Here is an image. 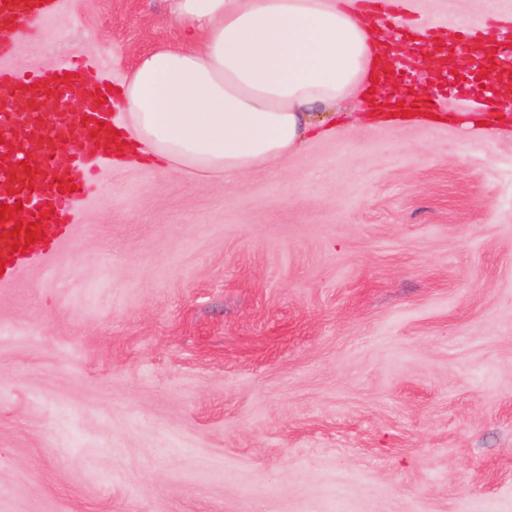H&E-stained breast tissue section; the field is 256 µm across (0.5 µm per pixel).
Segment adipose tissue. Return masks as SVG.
<instances>
[{"mask_svg":"<svg viewBox=\"0 0 512 512\" xmlns=\"http://www.w3.org/2000/svg\"><path fill=\"white\" fill-rule=\"evenodd\" d=\"M346 0H168L190 43L142 55L125 131L153 160L233 183L276 169L314 112L362 92L380 41Z\"/></svg>","mask_w":512,"mask_h":512,"instance_id":"ef3b65f1","label":"adipose tissue"}]
</instances>
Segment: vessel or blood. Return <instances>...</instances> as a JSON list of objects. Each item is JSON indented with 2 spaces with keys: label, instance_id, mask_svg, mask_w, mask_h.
Instances as JSON below:
<instances>
[{
  "label": "vessel or blood",
  "instance_id": "vessel-or-blood-1",
  "mask_svg": "<svg viewBox=\"0 0 512 512\" xmlns=\"http://www.w3.org/2000/svg\"><path fill=\"white\" fill-rule=\"evenodd\" d=\"M60 0H0V90L12 98L33 103L20 113L0 104V152L14 162L0 166V203L24 208L33 234L17 230V218L0 220V285L13 280L17 270L51 255L74 232L73 211L95 174L97 160L120 156L123 140L115 132L110 111L114 91L95 67L81 57L63 67L21 72L8 66L15 43L53 16ZM483 23H472L455 41V48L476 54L493 49L495 68L481 86L463 83L446 74L441 89L422 102L427 112L443 109L448 100L469 101L483 112L493 89L512 79V26L484 33ZM82 95L92 104L88 114L71 112L69 102Z\"/></svg>",
  "mask_w": 512,
  "mask_h": 512
}]
</instances>
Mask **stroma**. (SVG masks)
I'll return each mask as SVG.
<instances>
[{"label":"stroma","mask_w":512,"mask_h":512,"mask_svg":"<svg viewBox=\"0 0 512 512\" xmlns=\"http://www.w3.org/2000/svg\"><path fill=\"white\" fill-rule=\"evenodd\" d=\"M440 29L495 0H409ZM167 0H62L112 83ZM341 102L283 172L99 171L0 286V512H512V122Z\"/></svg>","instance_id":"obj_1"}]
</instances>
